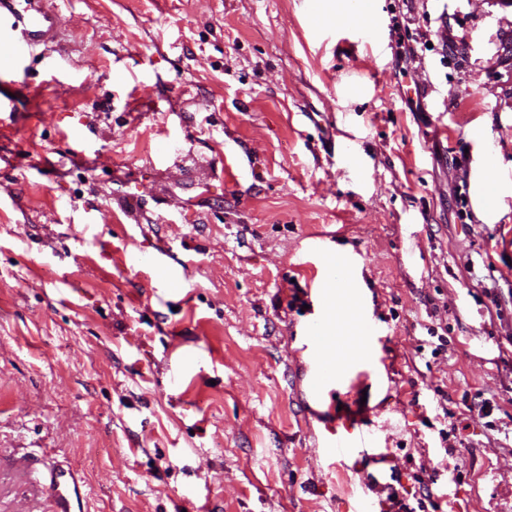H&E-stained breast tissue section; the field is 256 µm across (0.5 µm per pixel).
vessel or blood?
Here are the masks:
<instances>
[{
  "mask_svg": "<svg viewBox=\"0 0 512 512\" xmlns=\"http://www.w3.org/2000/svg\"><path fill=\"white\" fill-rule=\"evenodd\" d=\"M58 39L57 14L47 0H0V54L15 60L25 59L37 46L52 48ZM316 295L323 317H331L338 303L361 306L359 289H317ZM302 349L306 363L304 372L309 387L319 402L331 399L338 388L357 380L365 368L375 367V347L365 338H356L349 348V361L342 367L330 362L333 342L320 326L305 328ZM368 412L333 415L330 430L321 439L325 457H344L350 461L363 458L374 447L368 427ZM41 491L51 502L52 512H83L84 494L73 471L51 467L41 478Z\"/></svg>",
  "mask_w": 512,
  "mask_h": 512,
  "instance_id": "vessel-or-blood-1",
  "label": "vessel or blood"
}]
</instances>
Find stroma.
I'll list each match as a JSON object with an SVG mask.
<instances>
[{
	"label": "stroma",
	"mask_w": 512,
	"mask_h": 512,
	"mask_svg": "<svg viewBox=\"0 0 512 512\" xmlns=\"http://www.w3.org/2000/svg\"><path fill=\"white\" fill-rule=\"evenodd\" d=\"M56 4L67 59L0 56V512H51L28 462L86 512H359L393 471L512 512V195L455 199L482 148L512 160V8L368 0L373 50L351 0ZM404 24L432 44L405 67ZM318 234L364 294L334 359L379 335L391 372L336 395L391 453L360 475L303 373ZM41 481V491L51 502L52 512H83L84 494L73 471L50 467Z\"/></svg>",
	"instance_id": "35a3bbf8"
}]
</instances>
